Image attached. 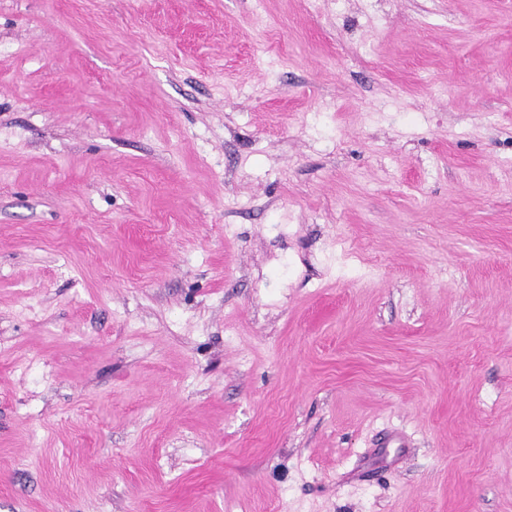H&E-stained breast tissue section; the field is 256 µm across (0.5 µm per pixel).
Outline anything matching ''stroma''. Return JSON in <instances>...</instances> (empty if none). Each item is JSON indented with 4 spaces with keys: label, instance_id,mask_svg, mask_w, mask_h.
I'll return each instance as SVG.
<instances>
[{
    "label": "stroma",
    "instance_id": "1",
    "mask_svg": "<svg viewBox=\"0 0 512 512\" xmlns=\"http://www.w3.org/2000/svg\"><path fill=\"white\" fill-rule=\"evenodd\" d=\"M0 512H512V0H0Z\"/></svg>",
    "mask_w": 512,
    "mask_h": 512
}]
</instances>
